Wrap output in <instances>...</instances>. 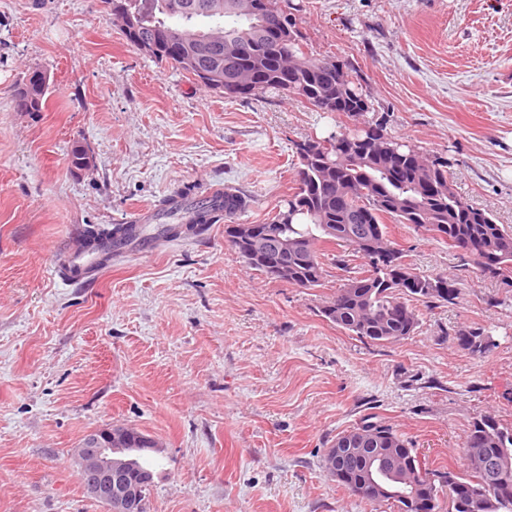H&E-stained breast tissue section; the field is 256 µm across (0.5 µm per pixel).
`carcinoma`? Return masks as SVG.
I'll use <instances>...</instances> for the list:
<instances>
[{
  "instance_id": "carcinoma-1",
  "label": "carcinoma",
  "mask_w": 512,
  "mask_h": 512,
  "mask_svg": "<svg viewBox=\"0 0 512 512\" xmlns=\"http://www.w3.org/2000/svg\"><path fill=\"white\" fill-rule=\"evenodd\" d=\"M245 0H106L112 15L125 13L136 25L122 28L131 45L146 55L194 77L207 89L226 98L266 92L295 97L322 112H339L349 118L369 110L362 77L349 62L351 80H337L339 60L316 59L302 49L292 22L270 30L278 17L294 16L292 0H259L258 13ZM49 77L36 85L25 76L13 94L19 112H41L49 95ZM388 135L381 124H369L347 135L361 142L359 152L343 159L338 155L335 133L316 143L322 150L315 159H298L297 187L283 200L258 234L278 231L296 240L302 249L280 254L272 249L240 254L250 269L270 280L276 263L288 265L287 283L298 288H318L325 270L319 245L334 243L348 255L363 260L346 272L343 283L322 305L328 322L359 338L384 345L407 339L420 326L416 304L427 307L457 298L456 283L445 275L422 274L405 262L404 249L392 241L384 219L412 224L433 239L473 258L481 273L512 280V230L494 221L483 209L470 204L453 188L448 165L428 161L412 146L400 145L397 154L379 149V135ZM250 198L240 192L224 194V233L248 209ZM158 215L174 220L160 234L170 238L190 235L202 224H212L209 206L198 199L189 218L160 204ZM107 254H119L133 241V228L114 224L90 232ZM500 459L496 479L487 476L480 453ZM417 453L410 441L393 427L371 417L336 436L323 458L327 476L354 496L360 484L378 487L377 502H387L404 512V498L434 500L441 512L442 487L432 488L426 475L432 469L414 467ZM463 470L445 475L463 488L448 498V512H512V426L491 415H481L468 431L462 454Z\"/></svg>"
}]
</instances>
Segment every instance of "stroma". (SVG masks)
<instances>
[{"label":"stroma","instance_id":"35a3bbf8","mask_svg":"<svg viewBox=\"0 0 512 512\" xmlns=\"http://www.w3.org/2000/svg\"><path fill=\"white\" fill-rule=\"evenodd\" d=\"M299 3L308 55L363 76L362 116L225 99L127 43L105 0H0V512H106L77 448L117 427L157 445L149 512H394L326 475L339 433L374 416L457 471L476 417L512 425V283L411 224L388 225L407 263L458 295L385 345L319 313L345 276L336 245L313 289L248 269L220 223L133 245L84 284L55 276L72 231L185 189L241 191L240 223H267L296 186V142L372 122L446 160L456 192L512 226V0ZM36 68L46 107L16 111ZM76 143L91 169L72 167ZM470 328L489 332V353L457 346Z\"/></svg>","mask_w":512,"mask_h":512}]
</instances>
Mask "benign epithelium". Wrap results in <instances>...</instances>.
Here are the masks:
<instances>
[{"label": "benign epithelium", "mask_w": 512, "mask_h": 512, "mask_svg": "<svg viewBox=\"0 0 512 512\" xmlns=\"http://www.w3.org/2000/svg\"><path fill=\"white\" fill-rule=\"evenodd\" d=\"M233 241L247 252L263 245L260 238L251 237L245 224L232 225ZM153 446L147 436L132 438L120 429L96 430L88 434L78 450L83 482L89 495L104 505L108 512H142V489L150 477L133 469L130 460L115 456L123 448Z\"/></svg>", "instance_id": "benign-epithelium-1"}]
</instances>
